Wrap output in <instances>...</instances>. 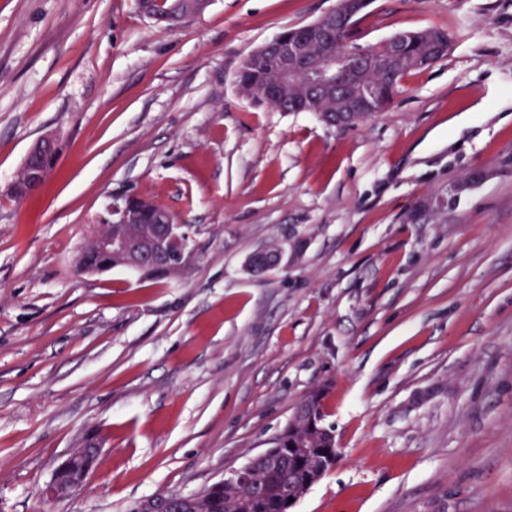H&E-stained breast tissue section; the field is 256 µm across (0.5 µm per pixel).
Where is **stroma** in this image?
<instances>
[{
  "label": "stroma",
  "mask_w": 512,
  "mask_h": 512,
  "mask_svg": "<svg viewBox=\"0 0 512 512\" xmlns=\"http://www.w3.org/2000/svg\"><path fill=\"white\" fill-rule=\"evenodd\" d=\"M337 4L171 27L136 0H0V512L196 493L319 389L341 456L295 512H512V0H373L360 44L450 47L356 125L238 94L250 53ZM46 134L44 188L10 196ZM128 195L191 225L183 274L78 272ZM87 441L83 488L47 500ZM283 257V249L277 242H275L253 253L247 260V268L251 271L255 260H257L265 263L267 265V270H269L278 266L282 262Z\"/></svg>",
  "instance_id": "stroma-1"
}]
</instances>
